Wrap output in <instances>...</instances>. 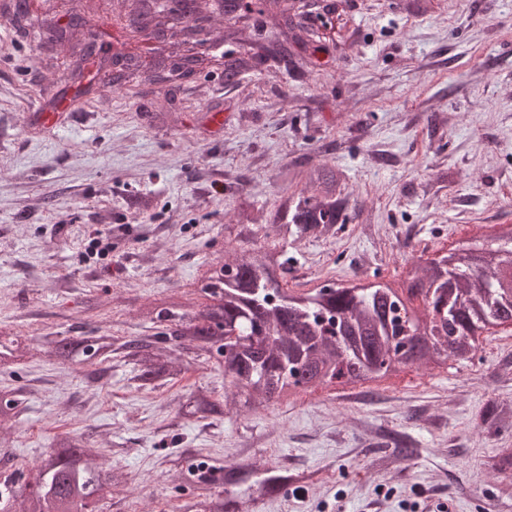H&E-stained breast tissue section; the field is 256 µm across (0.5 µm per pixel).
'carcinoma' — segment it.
I'll use <instances>...</instances> for the list:
<instances>
[{"instance_id":"carcinoma-1","label":"carcinoma","mask_w":512,"mask_h":512,"mask_svg":"<svg viewBox=\"0 0 512 512\" xmlns=\"http://www.w3.org/2000/svg\"><path fill=\"white\" fill-rule=\"evenodd\" d=\"M304 188L288 198L283 224H261L280 244L235 253L212 265L204 291L212 302L177 315L162 300L147 311L162 324L153 336L118 346L143 386L182 374L176 349L192 346L224 369L231 390L219 400L206 387L192 390L181 410L206 418L260 408L318 385L351 384L396 375L412 366L441 368L447 361L470 362L480 336L512 321V249L488 246L478 261L459 245L437 258L408 264L398 283H333L315 293L293 295L280 287L276 272L288 271V238H332L354 218L342 173L326 164L288 173ZM420 300L422 307L409 305ZM226 326L236 333L224 337ZM110 335L79 339L15 338L0 343V367L32 358L91 363L110 358ZM17 391H0V422L13 418ZM491 437L512 431V404L493 402L481 416ZM101 449L81 435H60L39 460L36 476L0 490L20 512H94L112 485L99 470ZM200 488L224 487V495L186 506V512H243L231 488L255 478L264 492L278 495L292 478L250 463L216 466L200 460L189 473Z\"/></svg>"}]
</instances>
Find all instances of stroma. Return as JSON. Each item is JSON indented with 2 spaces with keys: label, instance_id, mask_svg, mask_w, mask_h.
<instances>
[{
  "label": "stroma",
  "instance_id": "stroma-1",
  "mask_svg": "<svg viewBox=\"0 0 512 512\" xmlns=\"http://www.w3.org/2000/svg\"><path fill=\"white\" fill-rule=\"evenodd\" d=\"M0 0V341L98 328L150 336L143 310H185L247 217L279 221L299 184L292 167L341 170L359 217L331 239L289 245L282 285L390 282L408 261L482 243L512 224V0H250L234 14L197 0L199 64L173 72L185 35L168 30L118 84L106 61L78 65L91 32L129 27L137 0H84L86 21L46 0L28 19ZM244 57L233 79L224 59ZM66 99L56 125L39 107ZM177 380L139 387L113 355L100 381L81 360L0 370L19 389L0 482L29 474L53 439L95 440L123 475L98 512H179L196 497L191 462L244 459L288 472L287 493L244 485L245 512H512V475L493 468L512 435L488 438L479 415L512 401V326L474 361L382 381L324 385L266 408L196 421L189 390L225 391L215 362L183 352ZM412 441L406 460L389 447Z\"/></svg>",
  "mask_w": 512,
  "mask_h": 512
}]
</instances>
